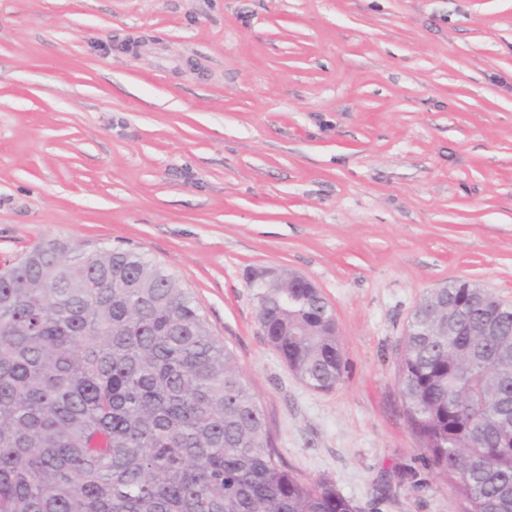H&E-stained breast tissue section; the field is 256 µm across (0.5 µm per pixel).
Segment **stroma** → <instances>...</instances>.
I'll return each mask as SVG.
<instances>
[{"label":"stroma","instance_id":"obj_1","mask_svg":"<svg viewBox=\"0 0 512 512\" xmlns=\"http://www.w3.org/2000/svg\"><path fill=\"white\" fill-rule=\"evenodd\" d=\"M51 239L173 273L298 476L459 512L398 358L429 289L512 304V0H0V266ZM268 268L332 308L335 388L260 329Z\"/></svg>","mask_w":512,"mask_h":512}]
</instances>
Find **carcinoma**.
<instances>
[{
    "mask_svg": "<svg viewBox=\"0 0 512 512\" xmlns=\"http://www.w3.org/2000/svg\"><path fill=\"white\" fill-rule=\"evenodd\" d=\"M478 319L498 299L459 281ZM289 370L334 388L344 362L315 286L258 292ZM408 427L463 512H512V322L414 327L399 357ZM0 512H357L291 472L237 358L190 292L138 251L52 240L0 270Z\"/></svg>",
    "mask_w": 512,
    "mask_h": 512,
    "instance_id": "obj_1",
    "label": "carcinoma"
}]
</instances>
